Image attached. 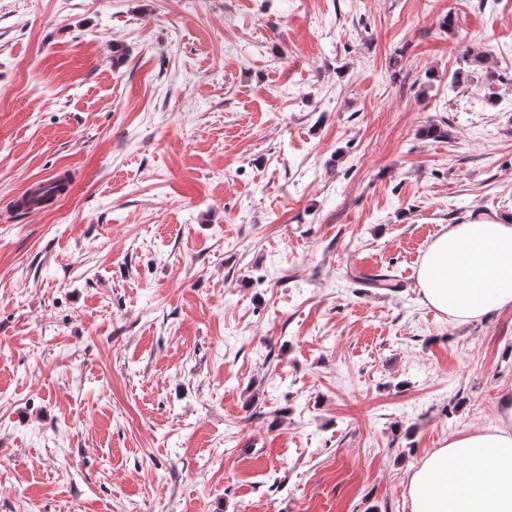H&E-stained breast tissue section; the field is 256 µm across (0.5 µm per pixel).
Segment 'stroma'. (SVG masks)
Masks as SVG:
<instances>
[{"mask_svg": "<svg viewBox=\"0 0 512 512\" xmlns=\"http://www.w3.org/2000/svg\"><path fill=\"white\" fill-rule=\"evenodd\" d=\"M478 211L512 0H0V512H411L512 391L417 284Z\"/></svg>", "mask_w": 512, "mask_h": 512, "instance_id": "stroma-1", "label": "stroma"}]
</instances>
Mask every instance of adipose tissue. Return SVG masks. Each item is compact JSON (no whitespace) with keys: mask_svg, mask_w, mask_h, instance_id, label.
I'll return each mask as SVG.
<instances>
[{"mask_svg":"<svg viewBox=\"0 0 512 512\" xmlns=\"http://www.w3.org/2000/svg\"><path fill=\"white\" fill-rule=\"evenodd\" d=\"M418 283L426 303L467 322L512 307V218L449 225L425 252ZM411 512H512V393L498 423L449 438L410 476Z\"/></svg>","mask_w":512,"mask_h":512,"instance_id":"adipose-tissue-1","label":"adipose tissue"}]
</instances>
